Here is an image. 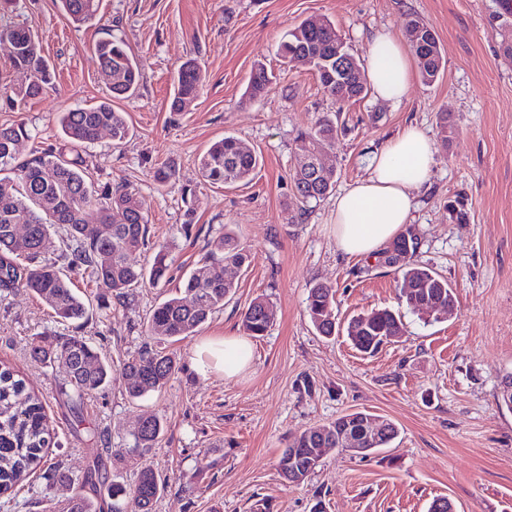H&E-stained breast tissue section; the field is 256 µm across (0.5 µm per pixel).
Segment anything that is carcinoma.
<instances>
[{"label": "carcinoma", "instance_id": "carcinoma-1", "mask_svg": "<svg viewBox=\"0 0 512 512\" xmlns=\"http://www.w3.org/2000/svg\"><path fill=\"white\" fill-rule=\"evenodd\" d=\"M68 20L75 25L92 22L99 12L100 0H59ZM505 29L501 32V48L512 57V0H499ZM419 24L411 21L408 30ZM421 28V27H419ZM13 46L11 64L27 76L26 83L5 94L13 104L35 99L51 84L52 74L41 53L39 35L29 26L0 27V41ZM349 49L329 20L315 26L306 19L288 34L279 46V56L287 63L311 58V70L324 92L336 105V112L350 102L365 98L369 88L364 69L354 60L356 72L336 73V46ZM411 48L416 56L423 83L430 85L439 78L442 53L435 34L422 27ZM102 77L110 98L90 107L62 112L58 123L61 140L57 144L42 142L28 146L35 139L23 123L0 124V292L24 289L34 293L55 314L67 322L86 316L81 296L72 288V274H79L93 283L99 298L125 303L130 291L147 285L156 286L168 279L169 250L165 245L154 247L153 262L145 267L131 256L149 246L148 219L138 193L129 186L95 185L86 179L88 164L85 149L106 130L112 142L126 141L131 129L125 113L112 106V101L134 95L141 81L139 62L123 39L112 37L96 45ZM205 84V74L194 61L182 63L176 72L174 93L170 104L173 112L183 111L198 97ZM272 78L266 66H254L245 97L256 99L266 95ZM339 137L338 123L322 116L297 140L300 151L330 149ZM259 166V157L241 147L239 140L226 136L215 142L200 159L202 178L214 185H234L248 181ZM176 177L173 163L153 168V179L164 186ZM294 188L301 201L319 200L330 194L336 185V172L322 176L298 169L293 174ZM186 220L182 226L189 233L195 212L194 191L184 189ZM98 214L103 230L98 235L85 233L88 212ZM24 225L27 232L16 233ZM63 232L61 257L65 265L40 263L38 258L50 230ZM417 236L407 229L382 252L385 264L394 268L402 281L399 288L401 304L416 314L426 315L421 307L429 298L452 309L455 298L447 278L413 260ZM248 254L237 238L226 235L219 252L204 257L184 283V295L172 294L156 305L147 321L150 334L169 340L195 333L209 317L224 308V301L235 293L234 283L225 278L228 266L241 267ZM335 291L318 284L310 289L307 311L315 330L321 336L336 334L334 314ZM274 319L272 308L263 298L254 299L242 315V328L248 336H263ZM346 336L364 354L375 353L383 344L402 332L401 317L390 309L364 311L347 323ZM33 358L45 365L60 363L67 369L73 386L74 400L105 390L112 383V365L98 347L81 335L55 336L41 334L31 346ZM179 370L175 356L153 348H144L127 359L119 369L126 393L140 398L166 386ZM367 414L354 412L311 427L294 437L278 460V470L287 482L304 483L321 462L326 450L336 447V437L345 427L350 434L358 432ZM163 431L157 416L144 419L135 437L132 453L142 459L134 484L126 486L108 481L102 462L97 459L80 477H73L61 467L48 466L44 478L52 483L72 482L81 488L107 486L112 499V512H153L163 489V481L147 463L146 456L155 448ZM49 427L42 400L26 390L22 379L3 365L0 367V494L5 495L20 485L27 475L43 463ZM66 512H101L95 500L82 494L72 497Z\"/></svg>", "mask_w": 512, "mask_h": 512}]
</instances>
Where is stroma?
I'll return each instance as SVG.
<instances>
[{
  "label": "stroma",
  "instance_id": "stroma-1",
  "mask_svg": "<svg viewBox=\"0 0 512 512\" xmlns=\"http://www.w3.org/2000/svg\"><path fill=\"white\" fill-rule=\"evenodd\" d=\"M497 0H102L96 19L70 23L54 0H21L0 23L38 30L52 84L14 107L0 102V124L21 121L40 141L59 137L58 115L104 100L107 89L94 47L125 40L142 71L139 91L116 102L133 135L113 144L101 135L89 149L95 183L127 184L145 203L150 239L169 246L171 279L135 289L126 306L105 308L93 287L76 279L93 301L81 328L56 319L33 293L0 295V362L12 367L45 403L55 444L49 463L79 476L101 458L110 478L132 484L139 461L131 453L142 419L158 416L163 435L149 457L166 480L154 512H427L447 497L455 512H512V410L501 401L512 375V58L500 49ZM330 19L358 59L385 29L406 36V23L430 27L444 68L430 86L414 79L398 103L374 95L345 105V132L327 156L336 167L334 194L300 205L291 179L301 159L296 138L335 107L307 67L284 66L278 47L303 19ZM195 59L206 75L200 96L173 112L174 73ZM276 76L272 91L243 98L256 62ZM452 126L435 154L428 183L410 217L418 234L415 258L447 278L452 315L423 322L402 311L400 281L377 256L349 257L336 249L332 216L337 192L369 174L375 151L407 124L437 135L438 115ZM231 135L260 157L252 180L218 187L205 182L199 160ZM174 162L175 180L158 186L153 164ZM196 192L190 234L184 188ZM462 196L468 219L448 215ZM239 239L249 267L226 268L236 284L223 310L195 335L167 344L179 370L158 392L128 396L120 379L68 404L61 366L30 357L35 334L80 331L120 366L149 341L151 310L181 287L224 235ZM335 291L337 325L360 312H401V337L374 355L344 335L318 336L306 301L316 284ZM275 313L266 336L253 339L242 378H202L187 365L210 336L237 335L256 297ZM364 412L396 424L387 448L360 457L338 448L302 485H286L277 461L291 436L336 417ZM71 487L31 475L0 512H62Z\"/></svg>",
  "mask_w": 512,
  "mask_h": 512
}]
</instances>
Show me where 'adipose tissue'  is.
<instances>
[{
	"label": "adipose tissue",
	"mask_w": 512,
	"mask_h": 512,
	"mask_svg": "<svg viewBox=\"0 0 512 512\" xmlns=\"http://www.w3.org/2000/svg\"><path fill=\"white\" fill-rule=\"evenodd\" d=\"M367 79L378 99L401 101L412 80V61L406 42L387 30L370 40ZM435 143L425 130L409 125L373 157L370 174L340 194L332 234L339 252L364 256L392 241L416 207L415 193L429 179ZM252 346L244 336H219L201 341L190 360L200 377L234 380L249 371Z\"/></svg>",
	"instance_id": "1"
}]
</instances>
